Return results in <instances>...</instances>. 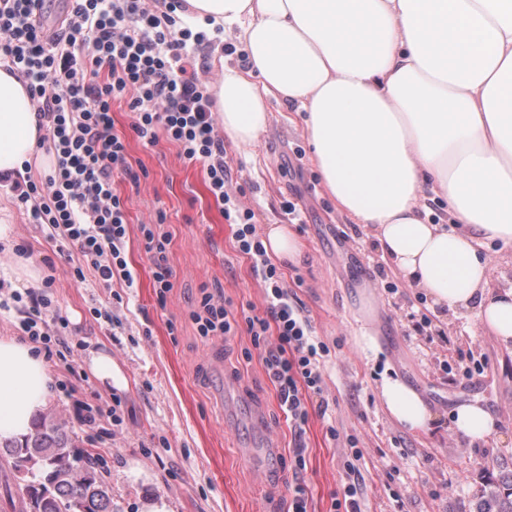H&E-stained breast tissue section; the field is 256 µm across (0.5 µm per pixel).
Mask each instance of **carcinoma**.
Here are the masks:
<instances>
[{"label":"carcinoma","mask_w":512,"mask_h":512,"mask_svg":"<svg viewBox=\"0 0 512 512\" xmlns=\"http://www.w3.org/2000/svg\"><path fill=\"white\" fill-rule=\"evenodd\" d=\"M0 447L12 459L31 512H114L112 488L54 420L42 418L32 434ZM476 512H512V480L487 493Z\"/></svg>","instance_id":"obj_1"}]
</instances>
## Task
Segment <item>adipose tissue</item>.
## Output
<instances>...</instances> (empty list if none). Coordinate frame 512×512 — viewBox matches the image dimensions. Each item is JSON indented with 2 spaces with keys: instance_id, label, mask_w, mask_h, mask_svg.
<instances>
[{
  "instance_id": "obj_1",
  "label": "adipose tissue",
  "mask_w": 512,
  "mask_h": 512,
  "mask_svg": "<svg viewBox=\"0 0 512 512\" xmlns=\"http://www.w3.org/2000/svg\"><path fill=\"white\" fill-rule=\"evenodd\" d=\"M191 29L234 32L247 59L216 85L224 135L252 145L269 100L303 112L311 162L337 208L434 306L512 341V287L495 288L482 242L512 241V0H189ZM33 101L0 69V172L38 143ZM445 199L451 232L427 219ZM42 357L0 338V442L28 435L49 396ZM379 399L398 423L434 415L400 378Z\"/></svg>"
}]
</instances>
